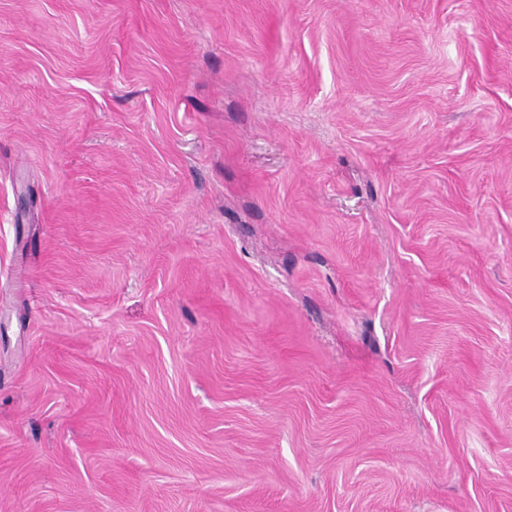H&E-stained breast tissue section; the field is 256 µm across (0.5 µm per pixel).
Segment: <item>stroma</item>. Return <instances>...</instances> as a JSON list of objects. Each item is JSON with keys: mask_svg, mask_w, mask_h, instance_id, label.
Returning a JSON list of instances; mask_svg holds the SVG:
<instances>
[{"mask_svg": "<svg viewBox=\"0 0 512 512\" xmlns=\"http://www.w3.org/2000/svg\"><path fill=\"white\" fill-rule=\"evenodd\" d=\"M0 512H512V0H0Z\"/></svg>", "mask_w": 512, "mask_h": 512, "instance_id": "stroma-1", "label": "stroma"}]
</instances>
